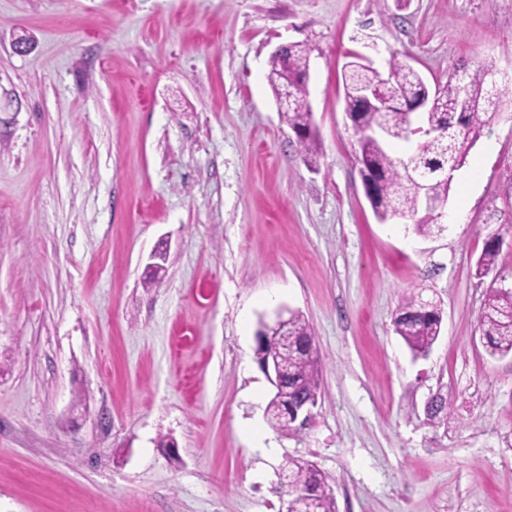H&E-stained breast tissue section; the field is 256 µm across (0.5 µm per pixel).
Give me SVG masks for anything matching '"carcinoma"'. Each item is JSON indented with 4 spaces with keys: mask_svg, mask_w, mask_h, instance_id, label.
Returning <instances> with one entry per match:
<instances>
[{
    "mask_svg": "<svg viewBox=\"0 0 512 512\" xmlns=\"http://www.w3.org/2000/svg\"><path fill=\"white\" fill-rule=\"evenodd\" d=\"M310 49L302 43L288 45L284 54L269 61L268 80L274 94L288 90V102L280 111L281 119L297 136L306 154L318 152L319 140L313 125L308 101L306 73ZM463 83L468 87L462 96L459 84L453 80L444 85L430 86L410 65L397 61L389 63L388 73L350 64L343 72L344 107L353 127L367 129L383 126L389 136L377 139L371 136L357 138L358 156L369 174L376 180V198L373 212L377 219L411 217L415 230L428 235L439 225L431 209L418 206L422 187L434 197L449 195L451 184L441 177L449 164L465 163L470 150L479 140L489 113L496 110L500 91L491 80L488 68L464 73ZM371 87L385 99L395 100L381 112L361 110L357 91ZM439 98V111L426 115L425 121L448 129V137L424 139L404 158L391 153L393 144L407 140L405 133L411 124L410 108L429 95ZM423 217H418L419 212ZM500 253L497 239H489L476 260L475 275L487 276L496 266ZM395 333L410 348L414 356L427 355L438 340L442 327V311L434 302L423 304L415 295L406 297L393 320ZM477 329L492 356L512 354V289L492 286L488 289L484 311ZM255 359L263 365L270 352L278 354L288 366V377L282 388L267 404L270 426L281 430L293 423L287 415L295 398L302 395L318 399L322 362L315 344L314 332L304 318L291 312L286 319L269 325L260 322L256 332ZM288 485L308 488L311 494L288 497L289 512H337L333 488L326 477L311 462L289 459L285 464Z\"/></svg>",
    "mask_w": 512,
    "mask_h": 512,
    "instance_id": "1",
    "label": "carcinoma"
}]
</instances>
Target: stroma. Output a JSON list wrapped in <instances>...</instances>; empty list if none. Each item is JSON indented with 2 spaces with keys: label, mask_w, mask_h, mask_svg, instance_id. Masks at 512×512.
Segmentation results:
<instances>
[{
  "label": "stroma",
  "mask_w": 512,
  "mask_h": 512,
  "mask_svg": "<svg viewBox=\"0 0 512 512\" xmlns=\"http://www.w3.org/2000/svg\"><path fill=\"white\" fill-rule=\"evenodd\" d=\"M297 42L311 163L267 80ZM371 44L432 84L495 72L443 233L379 223L365 195L341 73ZM495 277L512 285V0H0V512H281L291 457L339 512H512V355L477 331ZM411 294L443 312L419 358L393 327ZM290 311L321 389L277 431L255 332ZM499 238H490L485 247L476 260L475 275L479 278L487 276L496 266L497 259L500 253V246L497 242Z\"/></svg>",
  "instance_id": "stroma-1"
}]
</instances>
